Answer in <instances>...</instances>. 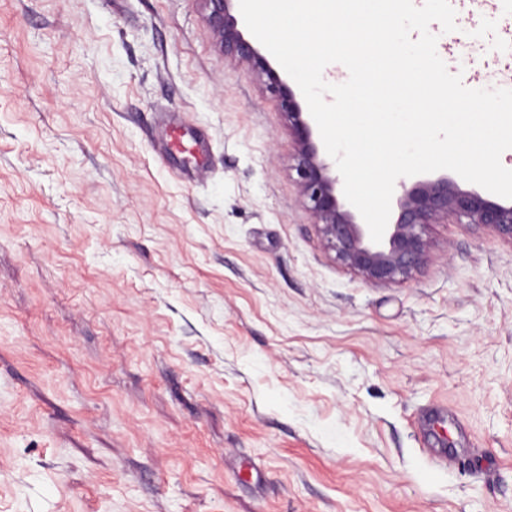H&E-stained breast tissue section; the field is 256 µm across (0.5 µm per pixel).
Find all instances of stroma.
I'll list each match as a JSON object with an SVG mask.
<instances>
[{"instance_id": "stroma-1", "label": "stroma", "mask_w": 512, "mask_h": 512, "mask_svg": "<svg viewBox=\"0 0 512 512\" xmlns=\"http://www.w3.org/2000/svg\"><path fill=\"white\" fill-rule=\"evenodd\" d=\"M294 166L197 0H0V512H512V243L368 285Z\"/></svg>"}]
</instances>
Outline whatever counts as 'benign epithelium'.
Listing matches in <instances>:
<instances>
[{
	"instance_id": "obj_1",
	"label": "benign epithelium",
	"mask_w": 512,
	"mask_h": 512,
	"mask_svg": "<svg viewBox=\"0 0 512 512\" xmlns=\"http://www.w3.org/2000/svg\"><path fill=\"white\" fill-rule=\"evenodd\" d=\"M215 45L229 60L244 64L279 100L292 137L297 185L304 208L325 248L346 270L373 286L400 284L428 259L432 224H475L512 241V203L465 191L445 175L425 180L401 178L395 187L396 217L375 243L354 207L340 196L335 161L320 153L309 117L255 45L246 39L229 11L230 0H197Z\"/></svg>"
}]
</instances>
